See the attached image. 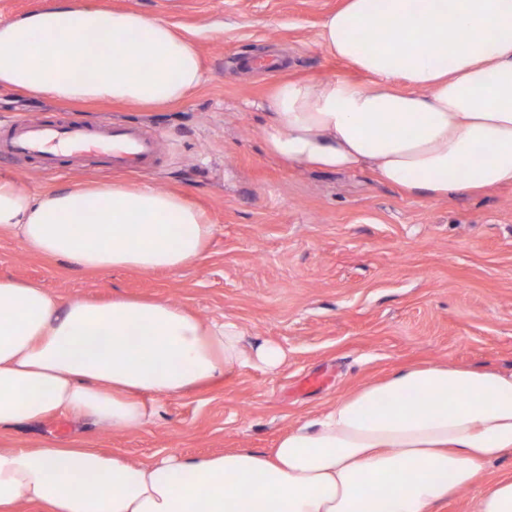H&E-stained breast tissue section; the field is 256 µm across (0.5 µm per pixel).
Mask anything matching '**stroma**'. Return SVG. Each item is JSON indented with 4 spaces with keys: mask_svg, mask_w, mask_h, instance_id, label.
<instances>
[{
    "mask_svg": "<svg viewBox=\"0 0 512 512\" xmlns=\"http://www.w3.org/2000/svg\"><path fill=\"white\" fill-rule=\"evenodd\" d=\"M95 2L164 19L194 40L200 87L162 109L66 105L1 88V133L16 118L65 111L137 124L164 140L144 174L96 159L47 174L24 156L0 159V174L31 193L87 183L178 192L206 213L214 236L184 269L89 272L1 234L0 277L42 283L62 302L126 294L182 305L205 321L237 322L248 341L276 342L286 360L273 371L246 365L221 384L163 400L158 419L135 432L57 413L12 429L14 447L77 435L134 463L170 451L263 452L359 386L408 365L512 372V186L428 200L371 169L286 163L261 136V104L280 82L356 78L318 41L323 19L344 0ZM258 57L278 58L281 71H255ZM313 373L326 374V386L302 390Z\"/></svg>",
    "mask_w": 512,
    "mask_h": 512,
    "instance_id": "35a3bbf8",
    "label": "stroma"
}]
</instances>
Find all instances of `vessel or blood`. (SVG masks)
<instances>
[{"instance_id":"vessel-or-blood-1","label":"vessel or blood","mask_w":512,"mask_h":512,"mask_svg":"<svg viewBox=\"0 0 512 512\" xmlns=\"http://www.w3.org/2000/svg\"><path fill=\"white\" fill-rule=\"evenodd\" d=\"M158 137L124 125L87 123L59 116L23 119L0 137V154H23L37 159L43 170L55 171L77 156L104 158L112 166L149 170L156 158Z\"/></svg>"}]
</instances>
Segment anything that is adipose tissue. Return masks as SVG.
Segmentation results:
<instances>
[{"label": "adipose tissue", "mask_w": 512, "mask_h": 512, "mask_svg": "<svg viewBox=\"0 0 512 512\" xmlns=\"http://www.w3.org/2000/svg\"><path fill=\"white\" fill-rule=\"evenodd\" d=\"M319 39L370 82L280 83L261 129L270 152L369 166L426 199L512 184V0H347ZM201 80L195 42L135 10L51 0L0 23V87L20 93L162 108ZM1 233L86 270L174 271L202 255L214 227L188 198L147 185L33 194L0 176ZM284 359L275 342L245 344L237 323H206L180 305L62 304L41 284L0 278V439L57 412L136 431L159 415L144 395L162 400ZM510 450L512 372L414 365L360 386L266 453L133 464L79 438L1 447L0 512H435Z\"/></svg>", "instance_id": "adipose-tissue-1"}]
</instances>
